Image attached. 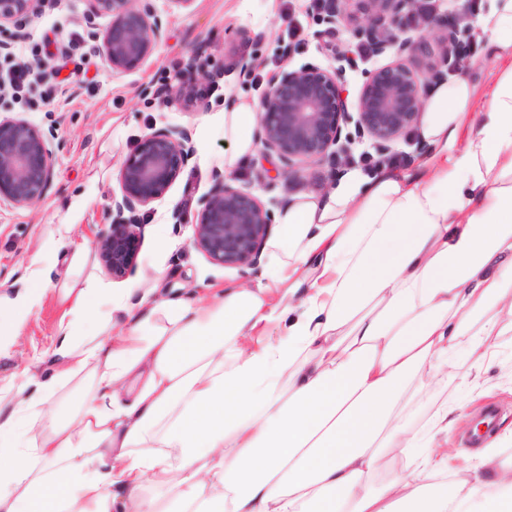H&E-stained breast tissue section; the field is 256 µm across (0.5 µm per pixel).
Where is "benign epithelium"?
<instances>
[{
    "mask_svg": "<svg viewBox=\"0 0 512 512\" xmlns=\"http://www.w3.org/2000/svg\"><path fill=\"white\" fill-rule=\"evenodd\" d=\"M33 0H0V23L30 12ZM88 15H108L111 24L92 34L114 72L138 68L167 35L168 18L150 4L136 0H86ZM326 0L318 18L323 37L336 33L343 22L357 39L375 45L377 54L394 53L388 64L367 72L356 103L348 110L344 74L352 65L339 55L333 69L305 64L282 70L271 80L258 104L259 138L263 154L278 159L290 171L300 163L327 162L350 155L355 137L344 132L354 124L377 150H386L417 123L423 108V87L415 71L402 59L404 53L424 55L446 64L454 55L455 41L443 34L433 42L417 40L410 32L421 26L448 29L447 20L435 13L418 12V0ZM182 86L142 92L176 98L186 108L198 107ZM196 156L190 129L168 126L153 131L125 161L121 193L112 196V232L97 243L100 258L112 276H124L135 259L140 226L139 211L164 198ZM54 156L49 137L22 118H0V201L22 207L41 200L51 187ZM197 222L190 244L214 264L254 269L273 224L272 212L253 193L236 186L217 171L211 189L198 199Z\"/></svg>",
    "mask_w": 512,
    "mask_h": 512,
    "instance_id": "benign-epithelium-1",
    "label": "benign epithelium"
}]
</instances>
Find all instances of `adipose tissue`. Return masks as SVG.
<instances>
[{"label":"adipose tissue","instance_id":"obj_1","mask_svg":"<svg viewBox=\"0 0 512 512\" xmlns=\"http://www.w3.org/2000/svg\"><path fill=\"white\" fill-rule=\"evenodd\" d=\"M475 25L498 72L486 104L466 77L442 82L412 171L353 169L280 210L266 285L206 304L156 300L148 281L75 295L58 374L0 396V512H512L511 460L450 470L434 444L447 408L410 421L470 317L488 316L467 345L478 362L499 345V314L512 318V0ZM257 119L244 99L225 109V169L254 153ZM45 283L35 268L0 309V338ZM82 374L78 408L57 421L60 385ZM397 448L419 454L373 483Z\"/></svg>","mask_w":512,"mask_h":512}]
</instances>
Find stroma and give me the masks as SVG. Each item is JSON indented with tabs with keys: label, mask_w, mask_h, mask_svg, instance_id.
<instances>
[{
	"label": "stroma",
	"mask_w": 512,
	"mask_h": 512,
	"mask_svg": "<svg viewBox=\"0 0 512 512\" xmlns=\"http://www.w3.org/2000/svg\"><path fill=\"white\" fill-rule=\"evenodd\" d=\"M169 20L167 38L133 71L113 73L90 31H102L109 17L88 18L85 0H37L32 12L0 27V41L17 45L38 40L48 31L60 36L80 35L91 60L86 80L74 79L56 91L53 110L37 107L38 89L0 93V115L19 116L45 131H52L53 181L47 195L33 204H0V297H11L23 286L33 257L50 271L43 304L22 327L19 336L0 349V389L24 383L28 375L47 380L58 370L48 356L58 320L65 308L67 289L94 283L115 291L130 287L152 271H160V295L165 299L208 302L234 288H254L263 282V266L272 261L263 254L262 266L240 271L211 263L189 242L197 218V201L212 184V173L223 165L232 147L224 139L226 103L243 95L259 100L264 91L256 83L234 78L211 80L224 64L242 60L265 78L306 63L333 67L336 51L356 40L343 27L333 40L317 39V13L310 0H194L189 9L171 0H151ZM300 32L301 43L282 51L287 29ZM250 34L241 40L240 31ZM206 45L204 70L191 85L199 105L186 109L163 98L142 94L145 86L167 84L173 72L187 68L198 45ZM178 125L192 132L197 154L167 196L150 205L141 218L142 230L135 265L125 277L108 272L95 249L99 236L111 230L110 198L120 190V171L140 140L152 131ZM367 143H354L348 158L337 165H298L296 173L281 170L277 160L262 153L241 160L233 171L240 187L250 189L270 210L276 211L307 194H321L346 170L361 167ZM181 208L183 223L172 218ZM74 225L72 241L60 244L58 227ZM502 331L496 356L477 363L466 355L449 361L447 374L436 392L422 399L427 410L441 404L452 407L448 453L454 468L482 463V451L467 447L463 438L483 406L502 407V418L492 444L502 457L512 456V321L500 318Z\"/></svg>",
	"instance_id": "1"
}]
</instances>
